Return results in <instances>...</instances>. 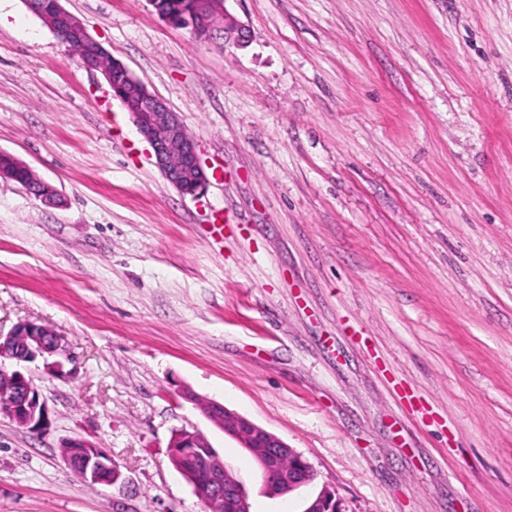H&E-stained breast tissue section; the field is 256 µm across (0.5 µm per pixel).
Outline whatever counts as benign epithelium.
<instances>
[{
	"instance_id": "obj_1",
	"label": "benign epithelium",
	"mask_w": 512,
	"mask_h": 512,
	"mask_svg": "<svg viewBox=\"0 0 512 512\" xmlns=\"http://www.w3.org/2000/svg\"><path fill=\"white\" fill-rule=\"evenodd\" d=\"M224 48H243L250 41L249 30L231 14L224 13ZM51 30H57V23L62 22L71 28H84V24L76 16L67 12L60 0H55L54 15L45 18ZM88 54L82 64L90 71H98L96 60L104 51V47L91 35H86ZM102 71V70H100ZM102 74L108 83L113 77L121 75L125 79V95L121 102L132 114L134 124L139 133L151 145L156 166L165 177L183 194L196 196L200 194L206 181V174L200 163L195 142L190 138L176 113L172 112L166 102L151 92L147 84L134 76L122 62L112 65V70H104ZM0 357H7L18 363L32 362L41 357L56 358L53 367H63L59 358H68L62 348L61 340L46 326L33 322L16 324L6 336L0 335ZM0 402L7 404L6 413L18 425L33 432H39L47 425V410L38 390L25 375L18 371L0 370ZM213 412L224 413V433L245 441L247 448H261L271 461L284 456L301 459V468L296 471L280 474L279 482L292 490L297 484H306L313 478L311 465L302 455L290 448L278 436L253 423L244 416L228 410L224 405L211 402L204 411L205 415ZM67 448L64 452L70 467H81L85 480L90 484L107 486L123 485L126 476L120 467L112 461V457L103 449L82 438L68 439L63 443ZM170 448H207L205 437L197 431L180 429L175 431L169 441ZM203 467L210 476L212 493L202 497L203 503L218 498L216 488L224 491L228 498H246L241 484L234 478H225L224 462L219 458L204 460ZM330 507L335 512H342L334 498L324 492L320 494L307 512H324Z\"/></svg>"
}]
</instances>
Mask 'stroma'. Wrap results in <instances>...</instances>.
Here are the masks:
<instances>
[{
    "mask_svg": "<svg viewBox=\"0 0 512 512\" xmlns=\"http://www.w3.org/2000/svg\"><path fill=\"white\" fill-rule=\"evenodd\" d=\"M176 112L207 177L181 194L105 77L0 0V333L73 362L20 370L47 408L0 414V512H203L172 466L206 436L251 512H512V0H226L251 42L149 0H61ZM234 228L212 232L214 211ZM284 440L314 480L266 493L182 395ZM81 437L122 485L62 456ZM0 176L11 179L27 188H44L46 192L50 191L54 198L56 196L54 187L40 181L33 170L22 162L17 161L12 155L0 154ZM20 336H25L26 340L19 345L16 340ZM0 357H7L18 363L32 362L38 357L45 360L51 357L69 360L60 338L48 327L33 322L16 324L7 336L0 333ZM61 448H69L63 452L70 468L81 467L85 480L90 484L107 486L126 483V476L120 467L112 461V457L102 448L82 438L66 440Z\"/></svg>",
    "mask_w": 512,
    "mask_h": 512,
    "instance_id": "stroma-1",
    "label": "stroma"
}]
</instances>
